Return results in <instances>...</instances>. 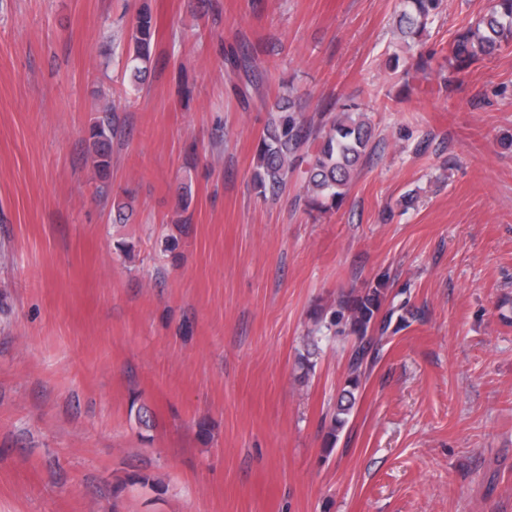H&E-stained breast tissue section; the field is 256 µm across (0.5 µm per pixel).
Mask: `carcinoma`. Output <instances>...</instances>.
Masks as SVG:
<instances>
[{"instance_id":"obj_1","label":"carcinoma","mask_w":512,"mask_h":512,"mask_svg":"<svg viewBox=\"0 0 512 512\" xmlns=\"http://www.w3.org/2000/svg\"><path fill=\"white\" fill-rule=\"evenodd\" d=\"M442 0H399L397 27L410 39L424 32L439 14ZM155 21L143 10L128 37L127 65L134 85L143 83L150 70ZM512 41V0H489L486 12L475 25L457 33L441 57L451 72L459 73L482 56H491ZM266 120L256 149L252 182L263 198H275L297 173L303 182L310 211L327 213L347 195L352 179L370 152L375 129L357 104H342L327 120L315 123L304 117L301 96L290 91L272 104H264ZM115 105L98 111L90 123L86 141L94 171L101 177L112 168V141L121 134L114 121ZM112 209L120 220L133 214L132 201L116 196ZM384 292L378 287L340 294L327 309L316 312L306 353L299 356L303 375L316 367L319 342L324 338L353 337L356 340L349 370L326 428V438L335 444L349 423L356 394L362 386L367 360L376 339L388 331L393 310L381 312Z\"/></svg>"}]
</instances>
